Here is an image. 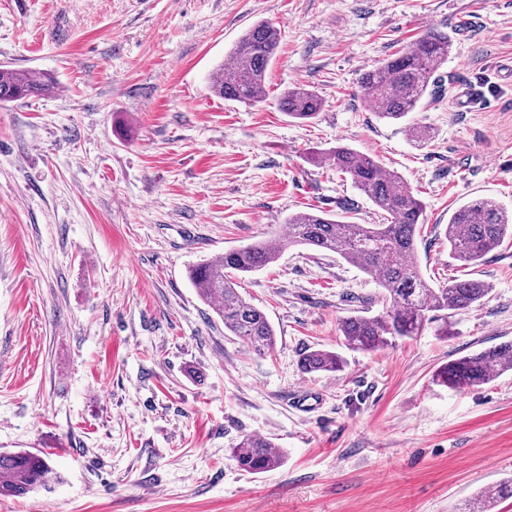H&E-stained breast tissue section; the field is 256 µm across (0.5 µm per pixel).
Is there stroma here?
I'll use <instances>...</instances> for the list:
<instances>
[{
  "mask_svg": "<svg viewBox=\"0 0 512 512\" xmlns=\"http://www.w3.org/2000/svg\"><path fill=\"white\" fill-rule=\"evenodd\" d=\"M260 21L280 36L265 99L224 100L211 78ZM431 29L453 39L443 91L408 121L379 120L361 70ZM0 68L57 82L0 105V452L42 451L62 477L0 512H459L512 479V370L465 390L431 381L512 341V240L466 266L444 235L470 200L512 210V0H0ZM294 86L325 102L311 121L278 106ZM339 144L425 203L430 283L492 291L354 350L340 321L382 311L379 286L291 247L241 281L276 333L256 354L189 271L279 237L296 212L382 223L326 160ZM315 349L343 370L302 373ZM302 388L312 411L292 399ZM254 435L281 449L279 468L237 466Z\"/></svg>",
  "mask_w": 512,
  "mask_h": 512,
  "instance_id": "35a3bbf8",
  "label": "stroma"
}]
</instances>
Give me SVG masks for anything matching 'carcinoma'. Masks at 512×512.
Segmentation results:
<instances>
[{"label":"carcinoma","instance_id":"cac0c4a2","mask_svg":"<svg viewBox=\"0 0 512 512\" xmlns=\"http://www.w3.org/2000/svg\"><path fill=\"white\" fill-rule=\"evenodd\" d=\"M278 48L279 34L272 24H253L225 56L221 73L212 83L213 91L230 101H262L268 66ZM451 50L447 33L425 32L360 73L358 83L365 101L379 119L403 121L439 88L437 72L448 62ZM55 88L56 81L50 77L0 69V104L45 95ZM279 107L288 117L306 121L323 110L324 101L312 90L293 87L281 95ZM327 158L388 215L387 223L344 224L321 211L299 212L288 216L283 240L232 248L192 268L190 280L203 302L224 322L225 330L257 354L273 349L275 331L265 314L241 295L237 276L268 266L292 246L337 253L383 289L385 308L381 313L355 314L341 321V335L352 349L373 351L388 346L396 337L417 336L427 322H446L448 312L463 311L485 300L491 286L484 280H454L435 288L423 277L416 249L425 203L398 174L348 146H336ZM445 237L454 259L477 264L512 238V212L493 199L468 201L451 215ZM342 367V357L328 350H310L300 359L306 374L335 373ZM507 369H512V342L458 358L438 371L433 381L452 389L469 388L486 384ZM232 452L238 467L250 473L274 470L283 461L282 452L261 437L243 438ZM60 481L61 475L42 452H0V496L21 497ZM505 498H512V480L483 492L459 512H492V506Z\"/></svg>","mask_w":512,"mask_h":512}]
</instances>
